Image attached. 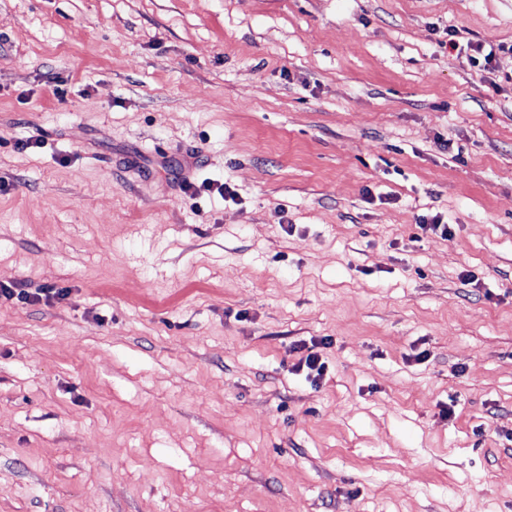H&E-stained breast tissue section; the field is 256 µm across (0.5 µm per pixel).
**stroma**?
Instances as JSON below:
<instances>
[{"label":"stroma","mask_w":512,"mask_h":512,"mask_svg":"<svg viewBox=\"0 0 512 512\" xmlns=\"http://www.w3.org/2000/svg\"><path fill=\"white\" fill-rule=\"evenodd\" d=\"M477 42L512 0H0V287L66 291L0 298V512H512ZM318 347L313 345L312 348L307 349V352L298 358L297 363L294 365L296 371H306L307 377H313V381H319L326 370V363L323 361L319 351L314 348Z\"/></svg>","instance_id":"35a3bbf8"}]
</instances>
